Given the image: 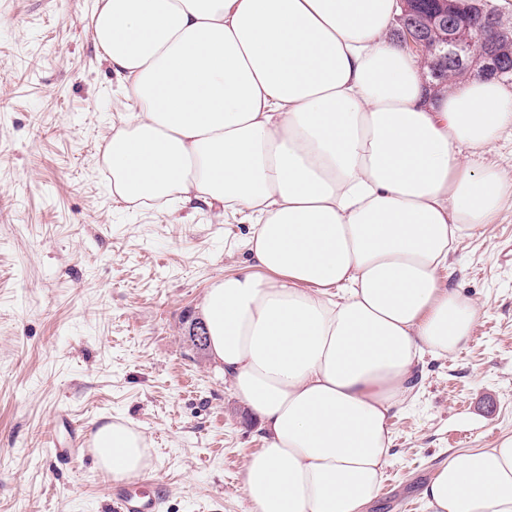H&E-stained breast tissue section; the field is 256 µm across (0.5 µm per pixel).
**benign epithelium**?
I'll use <instances>...</instances> for the list:
<instances>
[{"label":"benign epithelium","mask_w":512,"mask_h":512,"mask_svg":"<svg viewBox=\"0 0 512 512\" xmlns=\"http://www.w3.org/2000/svg\"><path fill=\"white\" fill-rule=\"evenodd\" d=\"M414 0H400L398 38L430 61L435 75L452 65L497 78L512 74L503 53H512V28L486 0H435L434 9L413 14Z\"/></svg>","instance_id":"benign-epithelium-1"}]
</instances>
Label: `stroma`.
Listing matches in <instances>:
<instances>
[{"label": "stroma", "instance_id": "35a3bbf8", "mask_svg": "<svg viewBox=\"0 0 512 512\" xmlns=\"http://www.w3.org/2000/svg\"><path fill=\"white\" fill-rule=\"evenodd\" d=\"M94 6L0 0V512H115L97 463L49 449L113 422L145 439L157 512H247L259 424L191 349L187 318L246 265L250 226L113 196L101 147L129 107L94 46ZM448 266L480 318L455 353L425 356L367 512H427L419 491L448 451L512 434V200Z\"/></svg>", "mask_w": 512, "mask_h": 512}]
</instances>
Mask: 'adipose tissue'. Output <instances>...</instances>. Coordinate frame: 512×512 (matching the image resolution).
Masks as SVG:
<instances>
[{
    "instance_id": "ef3b65f1",
    "label": "adipose tissue",
    "mask_w": 512,
    "mask_h": 512,
    "mask_svg": "<svg viewBox=\"0 0 512 512\" xmlns=\"http://www.w3.org/2000/svg\"><path fill=\"white\" fill-rule=\"evenodd\" d=\"M397 0H96L89 27L131 110L106 138L112 194L242 215L249 270L203 303L209 350L260 423L252 512H362L380 495L391 418L425 354L454 353L479 310L441 278L512 180L483 156L512 91H436L390 37ZM100 470L147 465L142 434L93 439ZM429 512H512V435L450 452Z\"/></svg>"
}]
</instances>
